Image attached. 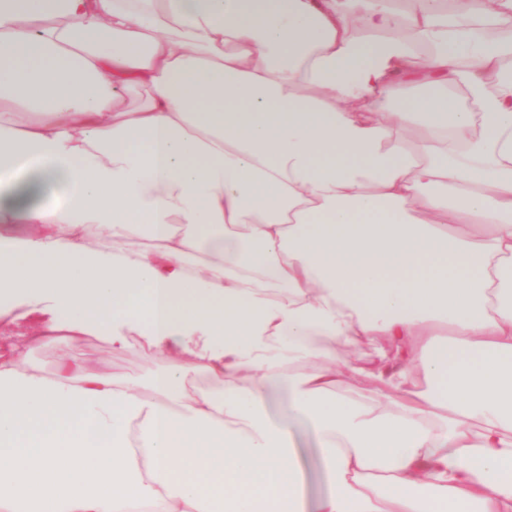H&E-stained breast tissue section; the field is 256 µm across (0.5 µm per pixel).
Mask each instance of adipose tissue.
<instances>
[{
	"instance_id": "obj_1",
	"label": "adipose tissue",
	"mask_w": 512,
	"mask_h": 512,
	"mask_svg": "<svg viewBox=\"0 0 512 512\" xmlns=\"http://www.w3.org/2000/svg\"><path fill=\"white\" fill-rule=\"evenodd\" d=\"M507 31L512 0H0V512H512ZM78 359L105 360L109 363L113 373L124 376L146 377L161 365L159 358L151 353H125L113 355L106 343L91 338L85 344L73 352ZM269 414L289 423L297 446L299 464L304 476L305 489L310 504L329 490L326 465L321 456L317 439L308 425L297 417L288 399V392L278 390L268 402Z\"/></svg>"
}]
</instances>
